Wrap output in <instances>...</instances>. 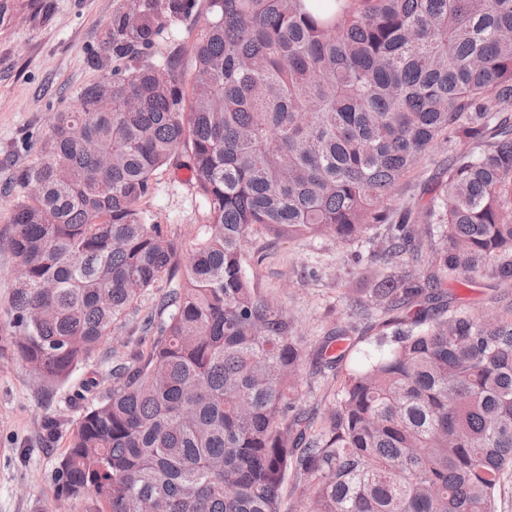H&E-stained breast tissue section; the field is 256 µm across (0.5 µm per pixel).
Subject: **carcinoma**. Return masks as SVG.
<instances>
[{"instance_id":"obj_1","label":"carcinoma","mask_w":512,"mask_h":512,"mask_svg":"<svg viewBox=\"0 0 512 512\" xmlns=\"http://www.w3.org/2000/svg\"><path fill=\"white\" fill-rule=\"evenodd\" d=\"M180 61L112 70L57 112L22 178L8 249L23 264L4 338L50 388L156 283L166 319L87 410L56 471L93 512H497L512 470V299L478 317L449 282L512 287V0H205ZM155 0H124L118 48L150 45ZM464 145L442 193L391 220L399 182L439 140ZM196 174L208 223L185 263L138 203L163 166ZM372 245L349 322L389 313L386 353L348 375L323 430L297 410L293 321L245 274L254 234ZM304 482L298 483L292 477H288L282 490L281 511L296 512L302 503H307L310 490Z\"/></svg>"}]
</instances>
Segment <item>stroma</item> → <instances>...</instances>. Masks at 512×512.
<instances>
[{
	"label": "stroma",
	"instance_id": "stroma-1",
	"mask_svg": "<svg viewBox=\"0 0 512 512\" xmlns=\"http://www.w3.org/2000/svg\"><path fill=\"white\" fill-rule=\"evenodd\" d=\"M0 21V324L15 288L16 260L1 243L13 232L11 217L19 182L46 139L54 113L74 109L82 90L111 74L112 19L124 0H5ZM159 27L150 47L124 58L127 66L163 65L177 54L190 64L201 25L195 16L174 14L159 6ZM455 142H438L398 186L390 202L393 216L421 208L440 191L443 172ZM147 223L189 246L206 204L192 178L165 166L153 177L150 193L140 201ZM246 274L256 294L279 305L293 320L309 350L344 317L341 297L353 287L357 255L364 243L335 238L251 237ZM172 288L161 281L142 295L138 314L130 315L96 354L64 382L41 388L9 347L0 348V512H88V498L55 497V470L69 437L85 411L112 387V368L135 363L151 340L141 315L166 318L161 303ZM378 321L359 323L347 340L342 361L333 368L309 360L301 375L299 405L324 414L334 407L344 377L382 355ZM53 428H46V419Z\"/></svg>",
	"mask_w": 512,
	"mask_h": 512
}]
</instances>
